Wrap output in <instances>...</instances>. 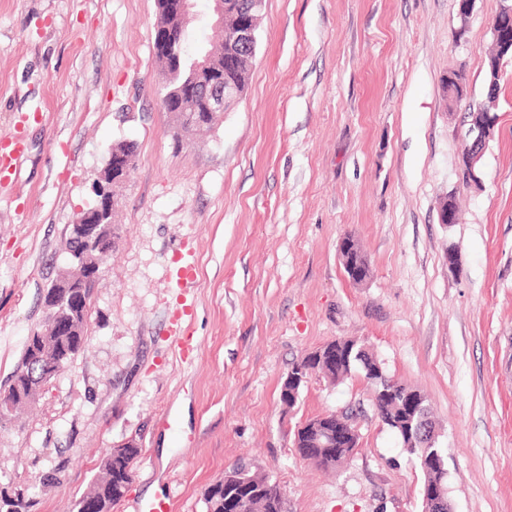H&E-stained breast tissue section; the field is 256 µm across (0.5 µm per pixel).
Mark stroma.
Wrapping results in <instances>:
<instances>
[{
  "label": "stroma",
  "instance_id": "1",
  "mask_svg": "<svg viewBox=\"0 0 512 512\" xmlns=\"http://www.w3.org/2000/svg\"><path fill=\"white\" fill-rule=\"evenodd\" d=\"M500 6L476 0L463 18L458 0H265L243 96L177 143L157 0H0V143L25 141L0 171V387L45 322L68 227L112 146L136 147L87 341L0 421V490L30 496V512H71L103 455L133 440L112 512L159 495L206 512V489L237 462L279 483L284 512H421L422 476L360 372L311 375L295 406L280 399L296 363L351 338L426 397L454 512H512V62L496 99L485 93ZM451 71L468 88L452 105ZM485 104L499 124L474 188L457 176L459 130ZM450 194L459 221L446 226ZM349 235L370 262L359 284L339 259ZM189 250L184 357L166 327ZM345 411L359 445L317 469L294 434Z\"/></svg>",
  "mask_w": 512,
  "mask_h": 512
}]
</instances>
